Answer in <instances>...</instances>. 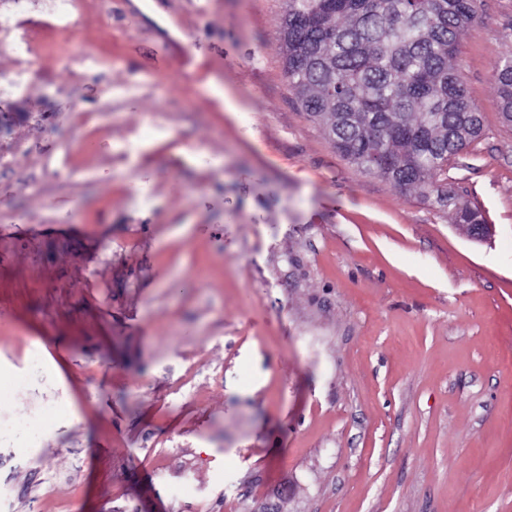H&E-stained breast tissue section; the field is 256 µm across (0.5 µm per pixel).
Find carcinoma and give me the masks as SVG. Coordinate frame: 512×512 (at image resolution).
Segmentation results:
<instances>
[{
  "label": "carcinoma",
  "mask_w": 512,
  "mask_h": 512,
  "mask_svg": "<svg viewBox=\"0 0 512 512\" xmlns=\"http://www.w3.org/2000/svg\"><path fill=\"white\" fill-rule=\"evenodd\" d=\"M477 0H286L279 49L288 85L357 170L455 206V223L482 224L456 205L444 175L478 138L482 120L452 66ZM512 124V56L496 74Z\"/></svg>",
  "instance_id": "1"
}]
</instances>
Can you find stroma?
Returning <instances> with one entry per match:
<instances>
[{"label": "stroma", "instance_id": "obj_1", "mask_svg": "<svg viewBox=\"0 0 512 512\" xmlns=\"http://www.w3.org/2000/svg\"><path fill=\"white\" fill-rule=\"evenodd\" d=\"M82 3L0 0V418L51 409L0 512H512V0L456 56L485 242L336 154L284 0ZM500 112L505 122L512 124V56L499 64L496 74Z\"/></svg>", "mask_w": 512, "mask_h": 512}]
</instances>
